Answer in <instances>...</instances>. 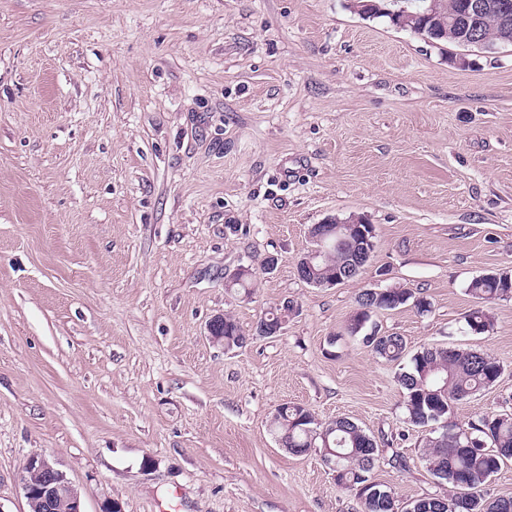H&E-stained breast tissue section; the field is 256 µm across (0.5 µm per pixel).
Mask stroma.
<instances>
[{
  "label": "stroma",
  "mask_w": 512,
  "mask_h": 512,
  "mask_svg": "<svg viewBox=\"0 0 512 512\" xmlns=\"http://www.w3.org/2000/svg\"><path fill=\"white\" fill-rule=\"evenodd\" d=\"M453 51L352 0H0V512H28L34 452L85 512H357L318 451L280 448L285 403L357 423L400 505L447 494L409 360L346 325L362 290L421 289L429 312L365 332L491 354L500 377L450 418L512 414V298L490 332L464 322L470 281L512 270V46ZM353 215L365 270L300 280L309 227ZM243 266L248 295L224 286ZM219 314L245 346L209 339ZM362 343L376 357L388 363L400 362L408 354L406 340L403 336L395 334L378 336L374 331L362 336Z\"/></svg>",
  "instance_id": "35a3bbf8"
}]
</instances>
